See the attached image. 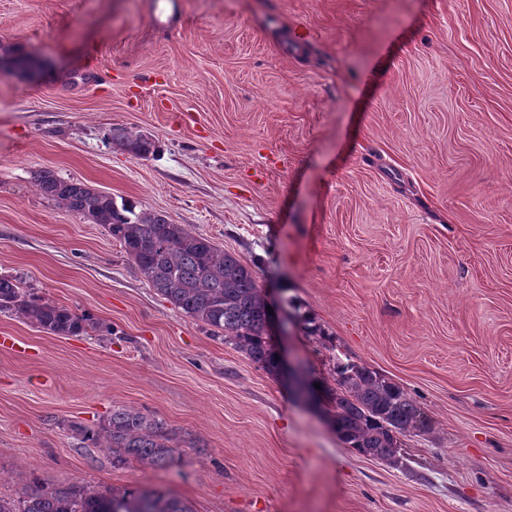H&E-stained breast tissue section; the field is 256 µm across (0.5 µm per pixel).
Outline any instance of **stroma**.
I'll return each instance as SVG.
<instances>
[{
  "mask_svg": "<svg viewBox=\"0 0 512 512\" xmlns=\"http://www.w3.org/2000/svg\"><path fill=\"white\" fill-rule=\"evenodd\" d=\"M16 51L41 70L0 72V275L96 327L0 313V496L512 512V0H0ZM45 168L250 263L311 381L342 360L407 390L427 427L401 464L347 448L322 405L156 294L103 225L40 194ZM117 406L164 418L182 459L116 469L71 431ZM113 146L138 158H147L156 152L155 141L143 134H136L123 128H114L110 134Z\"/></svg>",
  "mask_w": 512,
  "mask_h": 512,
  "instance_id": "1",
  "label": "stroma"
}]
</instances>
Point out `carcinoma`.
<instances>
[{
    "instance_id": "obj_1",
    "label": "carcinoma",
    "mask_w": 512,
    "mask_h": 512,
    "mask_svg": "<svg viewBox=\"0 0 512 512\" xmlns=\"http://www.w3.org/2000/svg\"><path fill=\"white\" fill-rule=\"evenodd\" d=\"M112 145L138 157L156 152L155 141L143 134L114 128ZM34 182L46 198L75 216L103 225L119 243L147 284L186 316L234 341L236 347L270 375L279 359L268 329L271 314L253 268L240 257L218 249L201 233L167 215L135 210L111 194L50 169L38 171ZM15 314L44 332L77 336L88 318L65 306L44 301L13 276H0V313ZM336 387L318 389L329 423L349 448L377 460L398 462L401 437L426 428L416 401L378 371L352 362H336ZM71 431L93 445L106 441L112 466L131 461L166 467L184 453L165 420L147 410L114 407L98 428L73 425ZM0 512H194L192 505L161 488L100 492L88 485L27 488L20 500L0 498Z\"/></svg>"
}]
</instances>
